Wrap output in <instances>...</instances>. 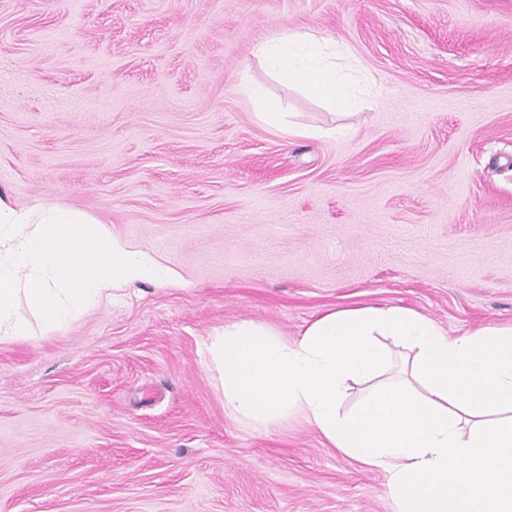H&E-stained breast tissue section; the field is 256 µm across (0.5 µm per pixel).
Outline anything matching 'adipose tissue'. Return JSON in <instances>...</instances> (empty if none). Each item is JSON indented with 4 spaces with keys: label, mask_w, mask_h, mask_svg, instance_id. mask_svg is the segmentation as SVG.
<instances>
[{
    "label": "adipose tissue",
    "mask_w": 512,
    "mask_h": 512,
    "mask_svg": "<svg viewBox=\"0 0 512 512\" xmlns=\"http://www.w3.org/2000/svg\"><path fill=\"white\" fill-rule=\"evenodd\" d=\"M253 56L345 110L373 78L312 30L288 29ZM224 409L253 429L291 421L382 471L395 512H512V324L449 337L406 307L334 310L289 341L254 321L208 346ZM366 390L344 409L353 385Z\"/></svg>",
    "instance_id": "obj_1"
}]
</instances>
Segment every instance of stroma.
<instances>
[{
  "mask_svg": "<svg viewBox=\"0 0 512 512\" xmlns=\"http://www.w3.org/2000/svg\"><path fill=\"white\" fill-rule=\"evenodd\" d=\"M283 28L346 47L378 97L342 116L272 74L251 50ZM0 198L180 277L0 341V512H394L314 429L225 413L207 347L354 307L512 324V0H0ZM258 118L269 127L283 132L288 136H311L318 132L307 127H298L291 125L288 121V125L283 119V112H275L270 110L268 112H258Z\"/></svg>",
  "mask_w": 512,
  "mask_h": 512,
  "instance_id": "stroma-1",
  "label": "stroma"
}]
</instances>
